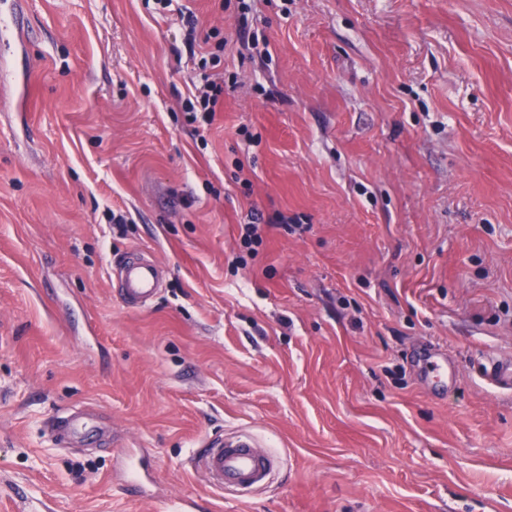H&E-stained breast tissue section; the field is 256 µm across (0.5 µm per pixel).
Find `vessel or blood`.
<instances>
[{
    "mask_svg": "<svg viewBox=\"0 0 512 512\" xmlns=\"http://www.w3.org/2000/svg\"><path fill=\"white\" fill-rule=\"evenodd\" d=\"M161 280V268L149 260L127 257L112 266V286L120 301L129 308L148 306L157 296ZM48 429L54 441L66 438L77 442L82 435L94 431L95 417L92 412L79 408L68 417L49 422ZM191 463L212 487L241 497L269 488L280 468L279 458L246 434L206 438ZM110 478L129 496L148 498L152 495L151 481L133 475L128 454L116 455Z\"/></svg>",
    "mask_w": 512,
    "mask_h": 512,
    "instance_id": "b4317fda",
    "label": "vessel or blood"
}]
</instances>
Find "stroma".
<instances>
[{
  "mask_svg": "<svg viewBox=\"0 0 512 512\" xmlns=\"http://www.w3.org/2000/svg\"><path fill=\"white\" fill-rule=\"evenodd\" d=\"M0 53V512H512V0H22ZM123 215L116 224L112 215ZM259 222L246 248L242 225ZM168 275L125 307L111 263ZM447 353L430 394L416 355ZM94 408L105 439L55 445ZM247 433L248 501L188 461ZM147 453L156 493L108 480ZM224 55V41H217L213 48L206 51L198 62L201 87L198 94L185 100L184 112L189 113L190 123L198 121L211 125L224 101V73L213 71ZM95 417L92 412L78 408L72 410L68 417L49 422L48 430L56 443L61 442L63 436L71 441H80L83 433H92L95 429ZM131 458L132 456L126 453L116 455L112 472L110 473L112 483L116 485L121 492L129 496L135 498H150L152 496V481L140 474L133 477Z\"/></svg>",
  "mask_w": 512,
  "mask_h": 512,
  "instance_id": "obj_1",
  "label": "stroma"
}]
</instances>
